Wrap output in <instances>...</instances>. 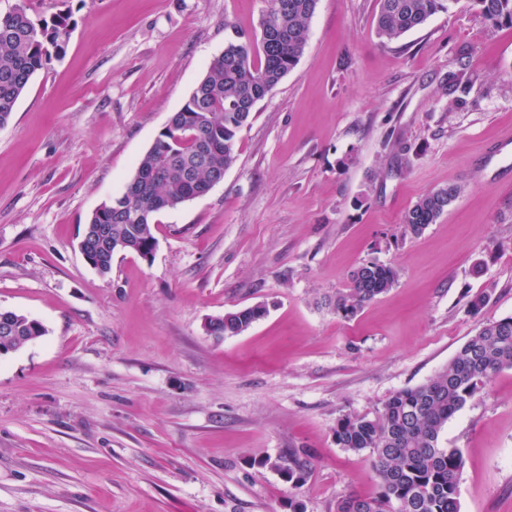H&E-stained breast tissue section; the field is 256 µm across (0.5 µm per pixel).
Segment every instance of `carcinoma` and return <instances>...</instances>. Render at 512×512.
Instances as JSON below:
<instances>
[{"label": "carcinoma", "mask_w": 512, "mask_h": 512, "mask_svg": "<svg viewBox=\"0 0 512 512\" xmlns=\"http://www.w3.org/2000/svg\"><path fill=\"white\" fill-rule=\"evenodd\" d=\"M257 34L226 21L232 36L214 56L183 107L173 113L127 179L124 190L88 217L82 241L87 263L99 274L112 270L115 244L126 253L149 252L156 243L155 217L207 194L238 156V135L268 96L303 56L309 22L318 0H265ZM374 22L381 42H393L421 28L453 0H377ZM488 22L512 26V0H472ZM75 22L72 12L46 18L30 13L25 0L0 14V126L8 123L34 75L64 56ZM450 183L422 195L404 214L405 231L414 235L437 221L461 194ZM397 270L363 263L350 274L351 288L336 297V313L355 316L389 292ZM262 304L224 314L219 336H238L264 318ZM46 335L37 320L14 310L0 311V351L15 352L26 337ZM512 369V317L486 322L434 377L394 392L373 418L345 415L334 429L336 444L368 451L378 478L372 497L349 494L336 512H460L457 479L464 457L442 448L444 427L501 371ZM301 487L309 462L298 452L259 462Z\"/></svg>", "instance_id": "cac0c4a2"}]
</instances>
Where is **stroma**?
<instances>
[{"label": "stroma", "mask_w": 512, "mask_h": 512, "mask_svg": "<svg viewBox=\"0 0 512 512\" xmlns=\"http://www.w3.org/2000/svg\"><path fill=\"white\" fill-rule=\"evenodd\" d=\"M52 5L74 13L67 52L0 127V309L47 329L0 355V512H336L374 496L370 454L337 445V420L374 417L512 316V155L489 154L512 136V27L455 0L384 44L377 0H319L223 181L158 215L151 260L119 255L103 276L78 248L88 216L223 51L225 22L254 31L265 2L29 0ZM450 183L463 191L444 215L406 233V209ZM368 261L398 281L342 318L332 302ZM258 303L243 334H206ZM440 445L464 456L460 512H512V369ZM292 449L309 461L298 488L263 464Z\"/></svg>", "instance_id": "obj_1"}]
</instances>
